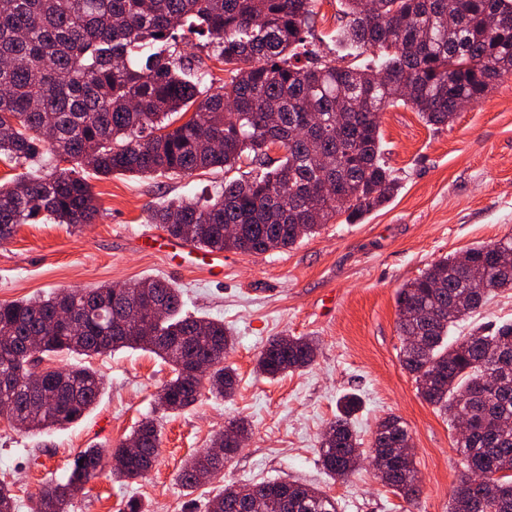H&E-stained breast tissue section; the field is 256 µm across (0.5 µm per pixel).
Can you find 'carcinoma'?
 <instances>
[{
    "label": "carcinoma",
    "mask_w": 512,
    "mask_h": 512,
    "mask_svg": "<svg viewBox=\"0 0 512 512\" xmlns=\"http://www.w3.org/2000/svg\"><path fill=\"white\" fill-rule=\"evenodd\" d=\"M345 23L337 40L357 54L379 52L369 67L345 63L313 34L315 0H0V156L25 162L43 152L71 163L20 175L0 185V243L22 224L46 215L60 224H90L98 213L88 174L191 176L224 173L243 160L268 157L277 142L284 157L272 170L224 180L221 194L203 203L182 198L147 208L148 222L195 247L262 254L289 248L340 215L348 224L388 203L400 184L383 157L380 114L408 106L427 124L447 125L461 102L477 104L496 83L512 77V0H338ZM207 39L228 77L215 91L178 50L186 34ZM197 105L176 128L170 116ZM239 224V235L224 225ZM469 263L446 256L397 292L400 360L422 399L457 422L472 412L470 437L456 440L474 482L453 488L448 512H512V369L500 372L496 354L512 347V323L454 343L448 332L485 302L512 290V233L469 249ZM154 303L162 321L115 332L108 319L132 302ZM92 303L106 320L76 333L48 329L57 308ZM180 289L160 278L123 288L60 289L48 296L0 302V356L23 354L27 339L43 336L39 352L92 357L122 348L154 353L173 377L157 397L165 414L198 400L189 362L214 364L209 392L233 396L234 370L224 355L233 336L219 319L182 313ZM315 339L276 336L256 369L268 377L313 364ZM24 379L0 386L9 420L32 431L60 429L98 400L103 380L90 366L48 368L41 387ZM360 409L352 394L337 401L336 420L319 455L332 477L353 475L364 461L351 429ZM161 427L141 421L108 454L81 451L64 482L40 492L36 512H69L73 490L103 470L129 480L156 466ZM400 417H384L372 452L377 478L406 502L420 493L413 454ZM212 473L239 451L222 442ZM211 449L185 461L182 487L194 489ZM267 512H338L336 498L297 481L253 485ZM207 512H248L233 489L208 502Z\"/></svg>",
    "instance_id": "cac0c4a2"
}]
</instances>
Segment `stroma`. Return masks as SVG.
I'll use <instances>...</instances> for the list:
<instances>
[{"label":"stroma","mask_w":512,"mask_h":512,"mask_svg":"<svg viewBox=\"0 0 512 512\" xmlns=\"http://www.w3.org/2000/svg\"><path fill=\"white\" fill-rule=\"evenodd\" d=\"M380 130L402 183L387 207L358 224L336 217L286 249L225 252L217 278L169 269L140 249L139 238L156 230L148 205L212 197L224 183L219 169L93 180V223L24 224L0 244V302L160 277L183 290L185 312L221 319L235 337L224 359L237 374L232 399L205 392L184 412L160 416L159 462L148 477L118 482L102 472L76 493L70 512H128L133 502L143 512H206L224 488L280 479L319 487L340 512H448L461 470L455 430L419 397L401 366L396 294L439 258L512 231V77L448 125H426L401 106L383 112ZM285 334L318 340L314 364L276 379L259 375L260 352ZM92 365L106 387L77 422L30 433L0 420V482L11 485L16 512H34L40 490L65 481L79 452L129 436L172 376L160 358L140 349L112 351ZM346 392L362 400L354 430L363 448H370L381 418L392 413L406 423L421 481L415 505L383 486L371 462L345 480L325 474L319 441ZM234 418L251 425L243 448L209 481L183 488L184 461Z\"/></svg>","instance_id":"obj_1"}]
</instances>
